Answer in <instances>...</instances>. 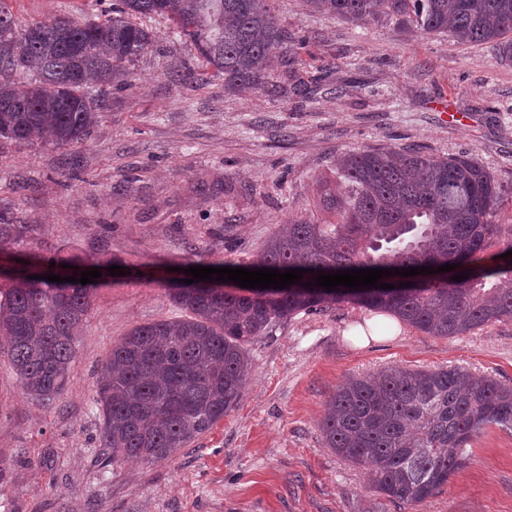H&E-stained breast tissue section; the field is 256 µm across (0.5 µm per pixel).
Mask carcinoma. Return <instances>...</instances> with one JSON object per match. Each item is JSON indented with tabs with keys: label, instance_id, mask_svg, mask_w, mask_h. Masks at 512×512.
Here are the masks:
<instances>
[{
	"label": "carcinoma",
	"instance_id": "carcinoma-1",
	"mask_svg": "<svg viewBox=\"0 0 512 512\" xmlns=\"http://www.w3.org/2000/svg\"><path fill=\"white\" fill-rule=\"evenodd\" d=\"M100 15L73 13L17 27L0 0V138L77 147L94 132L104 87L153 41L137 23L161 17L177 25L199 59L224 76V90L268 88L266 62L296 51L269 0H96ZM309 9L365 27L403 17L422 34H449L462 43H493L512 61V0H306ZM326 209L339 220L280 225L250 269H303L284 289L254 293L238 285L196 281L171 289L188 313L133 327L112 346L100 371L102 464L172 458L207 432L237 403L251 363L247 346L277 324L328 303L353 302L389 312L432 336H458L512 319V225L496 224L501 186L465 155L438 157L417 150L368 149L336 159L322 182ZM34 227L0 210V253L17 246L22 275L0 301V332L10 367L26 394L51 405L61 398L76 363L77 337L92 299L109 286L48 282L96 266L78 257L27 249ZM55 266H50V263ZM451 272H439L445 264ZM182 265L209 266L189 245ZM434 273L382 277L392 289L332 291L308 286L311 273L352 269ZM469 274L465 280L451 276ZM410 286L405 287L403 283ZM512 428V386L459 367H392L352 378L337 389L322 422L325 442L341 457L370 467L373 487L389 502L413 506L440 491L467 460L466 448L486 424Z\"/></svg>",
	"mask_w": 512,
	"mask_h": 512
}]
</instances>
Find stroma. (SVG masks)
<instances>
[{
  "instance_id": "35a3bbf8",
  "label": "stroma",
  "mask_w": 512,
  "mask_h": 512,
  "mask_svg": "<svg viewBox=\"0 0 512 512\" xmlns=\"http://www.w3.org/2000/svg\"><path fill=\"white\" fill-rule=\"evenodd\" d=\"M18 22L92 0H8ZM298 53L275 55L276 84L316 82L308 97L228 94L165 19L125 86L108 95L78 147L0 139V208L34 225L41 252L121 266L99 289L66 390L44 406L20 388L0 340V512H396L369 471L327 448L326 404L353 376L389 367L462 366L512 386V319L459 336L402 325L358 346L371 310L332 303L278 324L248 347L236 406L175 458L97 463L100 370L134 326L181 316L168 286L187 245L210 262L250 264L279 225L321 222L320 184L342 153L416 148L464 154L502 187L495 221L512 224V62L492 44L421 35L382 18L360 27L272 0ZM447 98L456 122L436 102ZM408 512H512V429L485 425L466 465Z\"/></svg>"
}]
</instances>
